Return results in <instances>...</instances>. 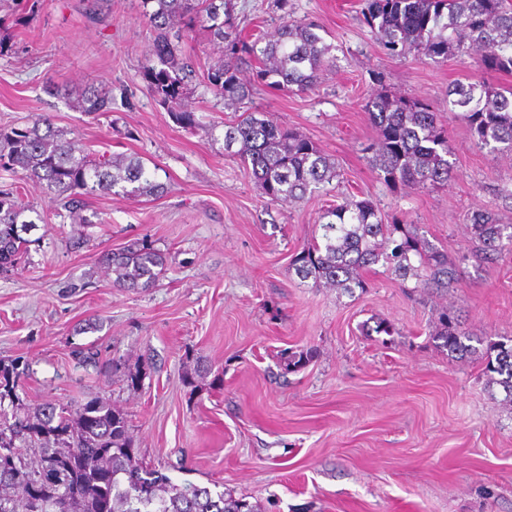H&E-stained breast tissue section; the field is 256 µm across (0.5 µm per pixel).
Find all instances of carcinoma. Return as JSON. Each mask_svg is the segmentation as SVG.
<instances>
[{
	"label": "carcinoma",
	"instance_id": "carcinoma-1",
	"mask_svg": "<svg viewBox=\"0 0 512 512\" xmlns=\"http://www.w3.org/2000/svg\"><path fill=\"white\" fill-rule=\"evenodd\" d=\"M143 21L155 37L141 63L146 88L183 129L199 125L185 107L200 80L224 107L239 111L259 85L311 92L336 66L334 46L313 21L285 20L269 37L247 39L239 29L233 0H142ZM365 23L390 55L415 49L431 58L454 53L475 56L485 73H512V4L506 0H366ZM203 29L224 45V54L201 72L179 48ZM81 112L112 111V95L88 85L65 94ZM448 109L467 123L476 145L512 154V90L483 82L448 89ZM377 142L370 164L388 185L409 189L445 185L453 166L447 131L429 105L383 92L365 103ZM224 149L251 166L268 202L298 201L340 177L336 167L301 134L245 110L224 126ZM0 168L22 171L60 202L72 219L84 220L86 200L96 194L155 195L169 186L139 156L99 157L79 148L67 133L39 116L24 127L0 129ZM35 213L30 218L26 213ZM473 255L487 259L512 251V224L476 209L468 218ZM44 222L21 199L0 193V271L27 258L33 241L19 226ZM99 263L123 290L151 288L164 276V255L146 240L104 253ZM380 265L415 289L445 290L455 282L448 255L414 224L386 219L369 200L347 199L327 209L317 234L292 260L301 280L309 278L350 295L365 289L362 271ZM433 336L448 355L467 358L485 347L488 383L512 406V337L478 341L455 312H439ZM26 369L20 360L0 359V512H262L227 492L193 483L175 484L135 455L127 419L105 397L75 409L44 402L29 409L17 394Z\"/></svg>",
	"mask_w": 512,
	"mask_h": 512
}]
</instances>
